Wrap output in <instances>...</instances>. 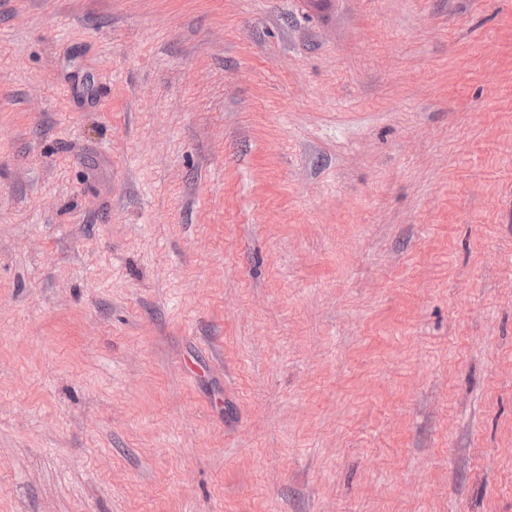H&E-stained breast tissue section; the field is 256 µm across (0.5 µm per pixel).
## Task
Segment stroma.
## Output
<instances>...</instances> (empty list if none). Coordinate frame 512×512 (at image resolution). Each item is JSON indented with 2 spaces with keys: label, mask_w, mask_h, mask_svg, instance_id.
I'll return each instance as SVG.
<instances>
[{
  "label": "stroma",
  "mask_w": 512,
  "mask_h": 512,
  "mask_svg": "<svg viewBox=\"0 0 512 512\" xmlns=\"http://www.w3.org/2000/svg\"><path fill=\"white\" fill-rule=\"evenodd\" d=\"M0 512H512V0H0Z\"/></svg>",
  "instance_id": "35a3bbf8"
}]
</instances>
